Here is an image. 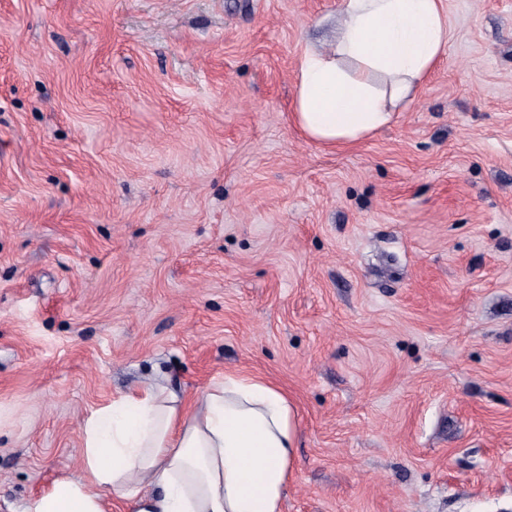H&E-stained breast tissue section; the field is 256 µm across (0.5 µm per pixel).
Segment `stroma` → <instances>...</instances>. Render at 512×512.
Returning <instances> with one entry per match:
<instances>
[{"label": "stroma", "instance_id": "obj_1", "mask_svg": "<svg viewBox=\"0 0 512 512\" xmlns=\"http://www.w3.org/2000/svg\"><path fill=\"white\" fill-rule=\"evenodd\" d=\"M342 0H0V512L80 426L224 373L298 412L284 512H512V0L368 140L289 119Z\"/></svg>", "mask_w": 512, "mask_h": 512}]
</instances>
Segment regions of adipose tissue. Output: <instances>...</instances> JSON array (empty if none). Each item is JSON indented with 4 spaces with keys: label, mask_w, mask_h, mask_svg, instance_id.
I'll return each mask as SVG.
<instances>
[{
    "label": "adipose tissue",
    "mask_w": 512,
    "mask_h": 512,
    "mask_svg": "<svg viewBox=\"0 0 512 512\" xmlns=\"http://www.w3.org/2000/svg\"><path fill=\"white\" fill-rule=\"evenodd\" d=\"M448 47L442 0H343L330 52L306 51L291 118L310 141L354 145L413 101ZM296 410L275 384L229 373L184 401L161 384L113 398L81 427L82 474L22 512H284Z\"/></svg>",
    "instance_id": "obj_1"
}]
</instances>
